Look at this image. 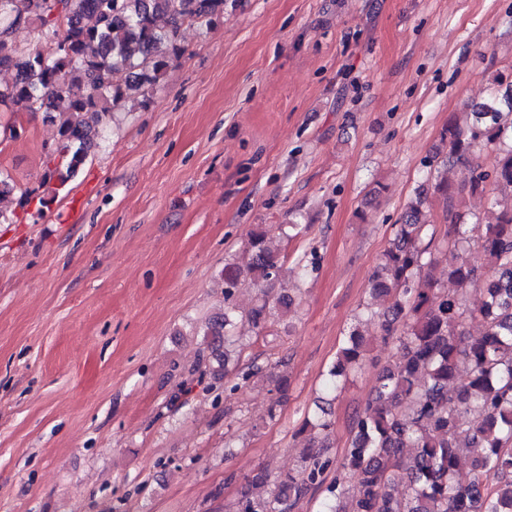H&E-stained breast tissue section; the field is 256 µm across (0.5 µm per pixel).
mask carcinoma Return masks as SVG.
<instances>
[{"instance_id": "1", "label": "carcinoma", "mask_w": 512, "mask_h": 512, "mask_svg": "<svg viewBox=\"0 0 512 512\" xmlns=\"http://www.w3.org/2000/svg\"><path fill=\"white\" fill-rule=\"evenodd\" d=\"M47 2L0 0V71H14L0 85V104L40 113L57 127L44 204L77 175L96 126L111 121L116 108L144 102L164 77L183 51L184 22L213 23L224 16L226 0H60L57 15ZM20 27L38 35L27 53L13 39ZM491 85L487 99L473 107L476 122L450 118L442 127L429 160L433 177L404 207L372 274L371 296L388 307L381 312L371 303L365 310L398 353L354 419L336 479L327 481L331 421L308 418L303 429L313 436L297 474L271 491L267 474L254 475L240 488L237 512H294L315 492L323 494L321 512H512V204L489 199L478 239L486 263L473 264L464 257L469 238L448 181V170L461 166L470 194L512 192V84L500 92L495 75ZM491 146L495 160L486 170L478 159ZM438 222L452 228L441 241L451 292L422 274L435 262V237L424 236ZM246 253L247 259L224 264V312L197 331L222 377L225 347L241 339L243 320L258 338L267 318L288 312L291 302L285 294L270 298L281 266L266 234L253 235ZM247 284L263 295L244 316L233 297ZM473 287L481 303L471 308L466 295ZM475 318L484 324L478 336L465 329ZM365 361V341L354 327L326 370L325 390L338 391ZM348 475L355 486L350 499L343 485Z\"/></svg>"}]
</instances>
